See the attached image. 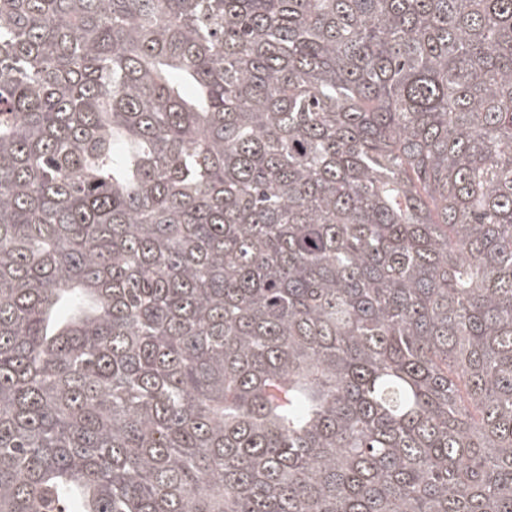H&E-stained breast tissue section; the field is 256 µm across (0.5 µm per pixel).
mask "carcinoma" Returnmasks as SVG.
I'll return each instance as SVG.
<instances>
[{
    "instance_id": "obj_1",
    "label": "carcinoma",
    "mask_w": 512,
    "mask_h": 512,
    "mask_svg": "<svg viewBox=\"0 0 512 512\" xmlns=\"http://www.w3.org/2000/svg\"><path fill=\"white\" fill-rule=\"evenodd\" d=\"M0 512H512V0H0Z\"/></svg>"
}]
</instances>
